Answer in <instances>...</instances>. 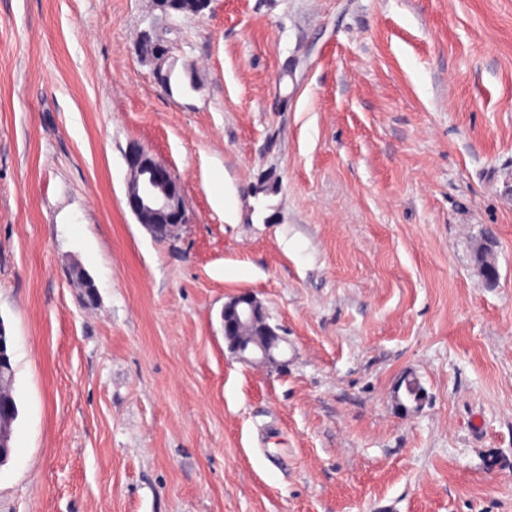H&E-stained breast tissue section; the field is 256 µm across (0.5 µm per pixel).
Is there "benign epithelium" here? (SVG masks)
Returning a JSON list of instances; mask_svg holds the SVG:
<instances>
[{
    "instance_id": "benign-epithelium-1",
    "label": "benign epithelium",
    "mask_w": 512,
    "mask_h": 512,
    "mask_svg": "<svg viewBox=\"0 0 512 512\" xmlns=\"http://www.w3.org/2000/svg\"><path fill=\"white\" fill-rule=\"evenodd\" d=\"M145 37L152 40L151 51L145 59L155 66L158 73L169 58L168 40L150 32ZM125 160L129 172L126 188L129 210L154 237H176L181 228L189 223V216L174 173L140 145L131 146L126 151ZM259 317H264V312L254 295L244 292L231 298L221 312L224 335H240ZM275 350L276 347L266 345L233 348V352L243 360L259 359L268 363L274 359Z\"/></svg>"
}]
</instances>
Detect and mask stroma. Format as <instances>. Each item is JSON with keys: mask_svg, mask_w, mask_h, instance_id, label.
<instances>
[{"mask_svg": "<svg viewBox=\"0 0 512 512\" xmlns=\"http://www.w3.org/2000/svg\"><path fill=\"white\" fill-rule=\"evenodd\" d=\"M241 292L285 366L230 351ZM0 324V512H512V0H0ZM144 38L151 39L152 43L150 53L148 55H142L155 66L154 73H157L158 75L169 58L170 47L168 40H166L161 34L150 32L146 33ZM125 160L129 172L126 188L129 210L154 237H176L189 223V216L174 173L140 145L131 146ZM262 308L257 298L247 292L231 298L224 304L221 312V319L224 324V337L239 336L255 323L257 316L266 321ZM264 325L267 336H273L277 341H280V336L267 321ZM13 378L14 369L12 366V361L10 360L9 363L5 366V368H0V380L2 379L3 382L7 384V386L2 391H0V409L2 408L3 405L5 413L4 441L9 451L12 425L19 415L18 405L13 395L12 387H10Z\"/></svg>", "mask_w": 512, "mask_h": 512, "instance_id": "obj_1", "label": "stroma"}]
</instances>
